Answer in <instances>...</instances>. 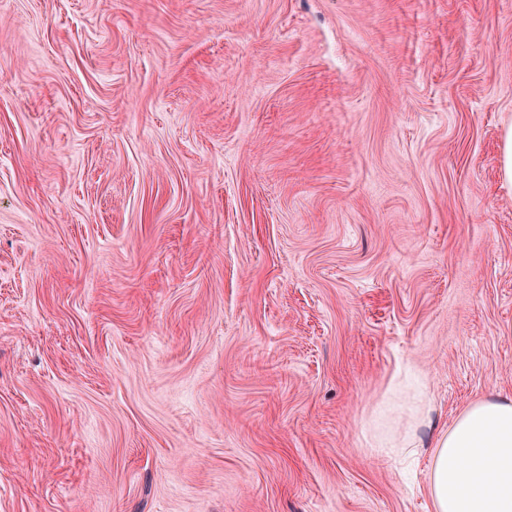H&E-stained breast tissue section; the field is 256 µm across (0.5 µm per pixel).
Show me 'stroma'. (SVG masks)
<instances>
[{
	"label": "stroma",
	"instance_id": "stroma-1",
	"mask_svg": "<svg viewBox=\"0 0 512 512\" xmlns=\"http://www.w3.org/2000/svg\"><path fill=\"white\" fill-rule=\"evenodd\" d=\"M512 0H0V512H432L364 440L512 394ZM399 389L409 390L411 396L401 404L392 403L391 415L367 435L368 445L384 455L416 453L415 448L421 447L419 432L428 425L432 413L431 403L421 388L402 385L396 377L391 390Z\"/></svg>",
	"mask_w": 512,
	"mask_h": 512
}]
</instances>
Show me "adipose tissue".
Returning a JSON list of instances; mask_svg holds the SVG:
<instances>
[{
	"label": "adipose tissue",
	"instance_id": "adipose-tissue-1",
	"mask_svg": "<svg viewBox=\"0 0 512 512\" xmlns=\"http://www.w3.org/2000/svg\"><path fill=\"white\" fill-rule=\"evenodd\" d=\"M431 413L425 392L412 389L367 442L384 455L414 453ZM426 492L433 512H512V395L473 401L436 431Z\"/></svg>",
	"mask_w": 512,
	"mask_h": 512
}]
</instances>
